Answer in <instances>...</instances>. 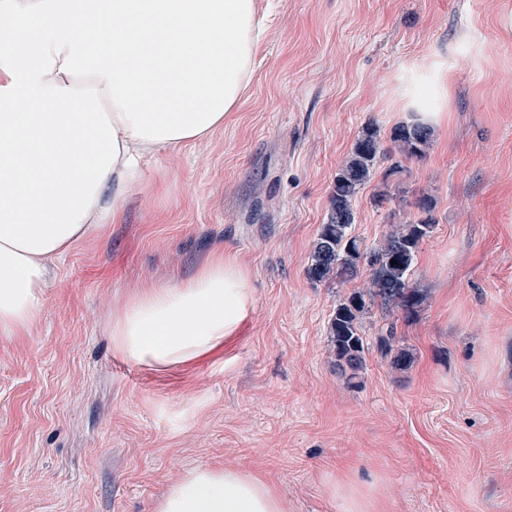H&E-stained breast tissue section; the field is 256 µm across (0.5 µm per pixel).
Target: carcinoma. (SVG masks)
Here are the masks:
<instances>
[{
  "instance_id": "cac0c4a2",
  "label": "carcinoma",
  "mask_w": 512,
  "mask_h": 512,
  "mask_svg": "<svg viewBox=\"0 0 512 512\" xmlns=\"http://www.w3.org/2000/svg\"><path fill=\"white\" fill-rule=\"evenodd\" d=\"M430 131L421 125H399L391 133V141L403 157L419 156L428 146ZM392 160L388 174L403 171L401 160L382 150L377 130L365 127L358 136L351 153L336 173L331 191V206L327 221L321 225L310 253L307 269L309 278L316 282H349L357 278L360 268H369L371 299L392 306L409 318L421 303L418 291L410 286L419 243L432 232L435 220L431 205L425 199L416 202L420 215L413 222L394 231L377 249H361L360 242L350 235L354 223L352 201L371 180L380 158ZM396 264H391V260ZM364 294L351 293L336 306L330 322L336 362L339 367L357 370L362 364L364 342L360 335V316L365 310ZM394 329L383 338L386 352H394L392 365L403 369L411 362L410 354L393 350Z\"/></svg>"
}]
</instances>
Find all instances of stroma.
I'll use <instances>...</instances> for the list:
<instances>
[{
	"instance_id": "35a3bbf8",
	"label": "stroma",
	"mask_w": 512,
	"mask_h": 512,
	"mask_svg": "<svg viewBox=\"0 0 512 512\" xmlns=\"http://www.w3.org/2000/svg\"><path fill=\"white\" fill-rule=\"evenodd\" d=\"M260 3L274 18L237 112L151 160L122 222L58 258L33 324L0 335V512H151L198 465L258 477L288 512H346L347 483L376 512H512V0ZM434 54L446 126L400 174L379 161L352 202L375 248L428 198L422 301L410 318L367 303L352 375L330 321L369 272L312 281L310 252L363 128L388 149L407 122L400 66ZM217 248L251 272L238 336L165 371L116 355L125 303ZM390 325L407 368L381 351Z\"/></svg>"
}]
</instances>
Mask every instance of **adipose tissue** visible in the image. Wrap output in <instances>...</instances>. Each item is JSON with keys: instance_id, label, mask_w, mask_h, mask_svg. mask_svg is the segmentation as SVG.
<instances>
[{"instance_id": "ef3b65f1", "label": "adipose tissue", "mask_w": 512, "mask_h": 512, "mask_svg": "<svg viewBox=\"0 0 512 512\" xmlns=\"http://www.w3.org/2000/svg\"><path fill=\"white\" fill-rule=\"evenodd\" d=\"M268 18L258 0H0V334L44 305L48 265L117 223L144 164L223 129L254 77ZM410 121L438 126L448 64L403 68ZM256 306L249 270L223 250L134 296L113 351L154 370L238 335ZM153 512H286L250 474L187 471Z\"/></svg>"}]
</instances>
